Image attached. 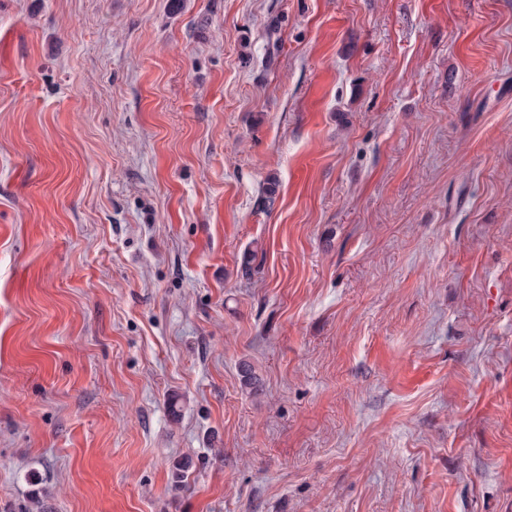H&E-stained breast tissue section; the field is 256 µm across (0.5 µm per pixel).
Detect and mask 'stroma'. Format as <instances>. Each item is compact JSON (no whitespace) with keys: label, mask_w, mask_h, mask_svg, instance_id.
<instances>
[{"label":"stroma","mask_w":512,"mask_h":512,"mask_svg":"<svg viewBox=\"0 0 512 512\" xmlns=\"http://www.w3.org/2000/svg\"><path fill=\"white\" fill-rule=\"evenodd\" d=\"M0 512H512V0H0Z\"/></svg>","instance_id":"35a3bbf8"}]
</instances>
